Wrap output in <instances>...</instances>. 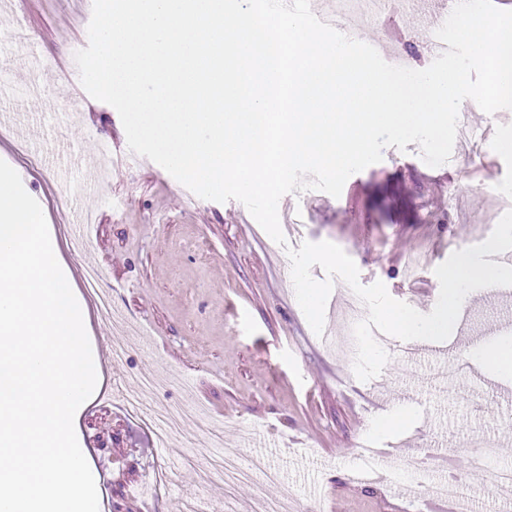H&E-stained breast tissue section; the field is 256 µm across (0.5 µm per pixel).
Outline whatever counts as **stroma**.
<instances>
[{
  "mask_svg": "<svg viewBox=\"0 0 512 512\" xmlns=\"http://www.w3.org/2000/svg\"><path fill=\"white\" fill-rule=\"evenodd\" d=\"M434 0L396 23L409 68L428 67L425 32ZM92 0H0V33L26 28L46 71L40 102L24 90L25 59L0 47V159L20 175L61 247L79 296L82 271L96 256L110 311L92 310L87 334L107 397L76 412L75 431L94 475L99 512H170L181 500L224 493L226 512H455L454 503L403 482L364 481L360 447L385 449L380 470H398L425 452L439 462L433 480L455 474L469 512H512V487L496 484L512 468V377L495 376L469 349L512 336V294L474 300L464 321L425 357L404 356L405 341L388 338L382 373L358 380L329 337L345 335L340 315L347 288L335 280L323 335L310 328L294 293L287 247L329 241L349 255L361 284L383 282L389 294L422 313L437 301L435 268L462 247L484 242L503 211L482 192L484 171L459 150L436 168L421 167L418 144L386 148L381 162L355 173L330 203L295 193L278 245L236 201L188 195L161 166L132 153L117 111L89 100L69 122L68 98L82 93L64 65L82 45ZM104 162L103 191L88 194L85 166ZM88 220L89 249L76 248L68 225L72 200ZM202 406V428L152 430L142 416L179 405ZM411 409L410 427L370 431L383 408ZM241 461L264 456L278 483L231 486L206 478L211 433ZM497 444L490 469L471 464L477 445ZM166 487L155 490V476Z\"/></svg>",
  "mask_w": 512,
  "mask_h": 512,
  "instance_id": "obj_1",
  "label": "stroma"
}]
</instances>
